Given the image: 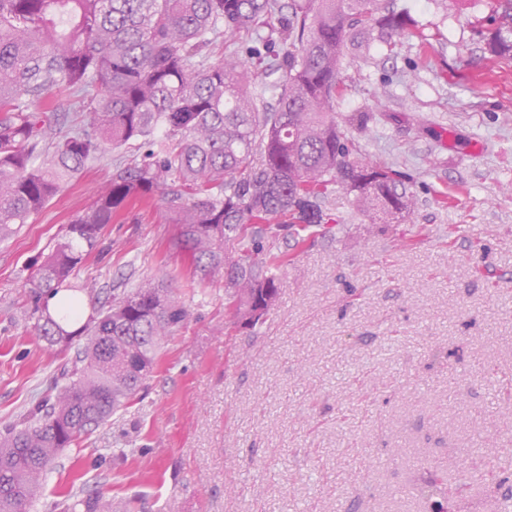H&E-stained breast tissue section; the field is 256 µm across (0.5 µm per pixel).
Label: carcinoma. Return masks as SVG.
<instances>
[{
  "label": "carcinoma",
  "mask_w": 512,
  "mask_h": 512,
  "mask_svg": "<svg viewBox=\"0 0 512 512\" xmlns=\"http://www.w3.org/2000/svg\"><path fill=\"white\" fill-rule=\"evenodd\" d=\"M486 51L512 60V0L491 15ZM282 51L261 84L237 55L214 58L223 33L249 58ZM381 0H0V241L38 214L101 153L148 147L117 167L29 278V318L50 346L86 342L53 397L0 432V512H30L53 464L144 388L163 345L189 316L173 289L140 283L78 328L79 301L57 317L48 298L94 289L73 282L103 229L132 202L159 193L179 225L177 246L205 283L224 274L236 319L255 326L278 295L283 257L268 249L286 220L323 223L329 196L392 220L413 206L395 170L355 156L336 118L344 49L393 44L412 30ZM101 86L87 123L42 145L48 94ZM56 512H113L101 491L69 493Z\"/></svg>",
  "instance_id": "1"
}]
</instances>
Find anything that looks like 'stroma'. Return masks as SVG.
<instances>
[{"instance_id": "stroma-1", "label": "stroma", "mask_w": 512, "mask_h": 512, "mask_svg": "<svg viewBox=\"0 0 512 512\" xmlns=\"http://www.w3.org/2000/svg\"><path fill=\"white\" fill-rule=\"evenodd\" d=\"M416 33L345 49L336 118L359 157L388 164L416 206L382 223L333 197L304 243L282 229L280 294L236 327L223 276L201 283L160 196L105 227L81 267V317L144 280L190 316L147 389L67 450L36 512L103 489L136 512H431L422 477L448 480V512H495L512 460V61L484 51L490 0H393ZM84 95L51 94L57 133ZM104 148L0 242V428L52 391L67 358L39 339L28 279L121 160Z\"/></svg>"}]
</instances>
